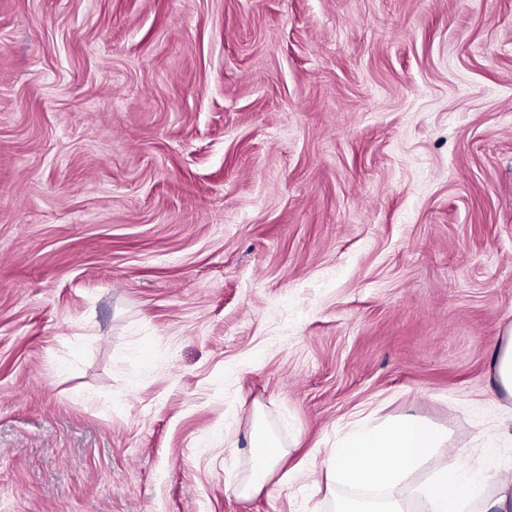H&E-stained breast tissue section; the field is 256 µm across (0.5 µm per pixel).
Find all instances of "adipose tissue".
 <instances>
[{
    "instance_id": "adipose-tissue-1",
    "label": "adipose tissue",
    "mask_w": 512,
    "mask_h": 512,
    "mask_svg": "<svg viewBox=\"0 0 512 512\" xmlns=\"http://www.w3.org/2000/svg\"><path fill=\"white\" fill-rule=\"evenodd\" d=\"M448 441V434L424 420L404 415L349 434L327 461V473L341 485L374 490L375 498H338L335 512H409L406 483ZM253 470L243 492H251L285 454L272 435L250 434ZM496 454L487 449L481 465H447L416 488L428 512H471L474 504L491 512H512V484L494 482Z\"/></svg>"
}]
</instances>
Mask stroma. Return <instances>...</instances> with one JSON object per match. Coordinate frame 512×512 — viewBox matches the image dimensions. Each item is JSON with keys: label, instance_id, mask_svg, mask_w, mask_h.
Returning a JSON list of instances; mask_svg holds the SVG:
<instances>
[{"label": "stroma", "instance_id": "35a3bbf8", "mask_svg": "<svg viewBox=\"0 0 512 512\" xmlns=\"http://www.w3.org/2000/svg\"><path fill=\"white\" fill-rule=\"evenodd\" d=\"M511 327L512 0H0V512H333L409 413L477 460ZM254 428L249 436L250 454L253 460V470L242 486L241 493L248 494L256 488L268 475V473L279 464L285 454L282 444L273 437L266 429ZM262 435L264 444L258 443V436ZM258 448H264L261 452Z\"/></svg>", "mask_w": 512, "mask_h": 512}]
</instances>
